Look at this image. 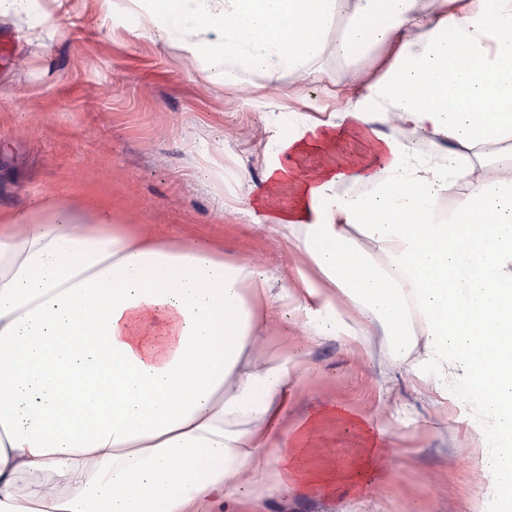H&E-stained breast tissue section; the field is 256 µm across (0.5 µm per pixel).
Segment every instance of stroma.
<instances>
[{"label":"stroma","instance_id":"obj_1","mask_svg":"<svg viewBox=\"0 0 512 512\" xmlns=\"http://www.w3.org/2000/svg\"><path fill=\"white\" fill-rule=\"evenodd\" d=\"M351 21L339 13L327 32L320 82L279 72L240 91L181 43L140 30L128 0H35L26 14L0 17V35L13 38L0 56V210L106 206L115 223L207 236L225 255L292 277L297 253L252 221L258 198L290 208L298 180L361 169L375 150L344 132L333 149L292 160L295 181L270 189L268 123L280 112L343 111L351 77L387 55L374 45L366 57L336 59L331 46ZM269 343L301 361L284 428L303 480L288 498L262 497L254 512H475L483 445L468 408L452 396L433 419L423 384L391 367L384 337L307 346L274 326ZM302 419L310 428L299 437L292 428ZM383 426L395 437L382 446Z\"/></svg>","mask_w":512,"mask_h":512}]
</instances>
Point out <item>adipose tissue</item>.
I'll list each match as a JSON object with an SVG mask.
<instances>
[{
  "mask_svg": "<svg viewBox=\"0 0 512 512\" xmlns=\"http://www.w3.org/2000/svg\"><path fill=\"white\" fill-rule=\"evenodd\" d=\"M130 3L238 89L279 71L315 81L310 61L352 8L335 56L389 57L345 111L277 116L266 178L339 129L374 140L377 161L265 214L310 260L285 285L103 207L0 214V512H224L248 490L288 494L287 457L261 450L284 438L300 364L264 344L272 315L309 341L385 336L392 365L461 396L485 441L479 494L512 512V162L479 177L468 157L512 136V0L430 17L419 0Z\"/></svg>",
  "mask_w": 512,
  "mask_h": 512,
  "instance_id": "obj_1",
  "label": "adipose tissue"
}]
</instances>
